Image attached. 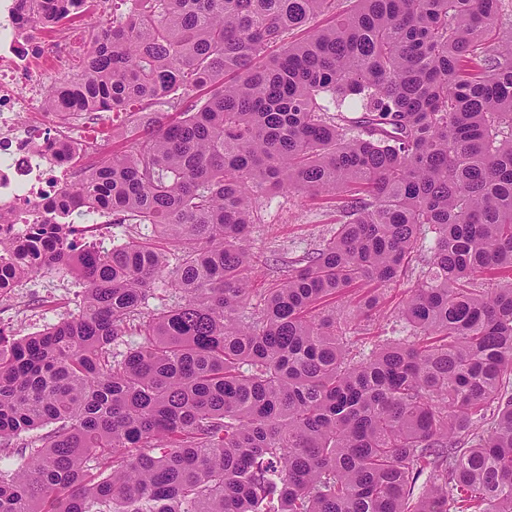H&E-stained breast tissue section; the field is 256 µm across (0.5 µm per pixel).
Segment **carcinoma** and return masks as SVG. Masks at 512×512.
Masks as SVG:
<instances>
[{
    "label": "carcinoma",
    "instance_id": "carcinoma-1",
    "mask_svg": "<svg viewBox=\"0 0 512 512\" xmlns=\"http://www.w3.org/2000/svg\"><path fill=\"white\" fill-rule=\"evenodd\" d=\"M119 2L104 21L106 0H42L91 40L44 110L131 117L124 150L52 208L153 224L162 243L62 254L56 225H34L20 273L66 264L84 298L39 334H0V447L20 460L0 512H512L499 0H358L259 67L335 0ZM290 188L336 194L339 221L253 306L254 205ZM166 276L179 300L144 312ZM405 282L406 338L368 354L351 336L375 297L314 312ZM132 324L142 342L114 353Z\"/></svg>",
    "mask_w": 512,
    "mask_h": 512
}]
</instances>
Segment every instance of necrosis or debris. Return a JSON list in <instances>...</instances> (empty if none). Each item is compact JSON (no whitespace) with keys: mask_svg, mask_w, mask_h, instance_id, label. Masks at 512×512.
Wrapping results in <instances>:
<instances>
[{"mask_svg":"<svg viewBox=\"0 0 512 512\" xmlns=\"http://www.w3.org/2000/svg\"><path fill=\"white\" fill-rule=\"evenodd\" d=\"M22 0H0V296L24 284L16 268L33 245L32 227L52 221L47 206L77 179L74 167L89 142L53 130L40 110L48 76L65 69L73 45L51 18L21 24Z\"/></svg>","mask_w":512,"mask_h":512,"instance_id":"4bbe7bcc","label":"necrosis or debris"}]
</instances>
